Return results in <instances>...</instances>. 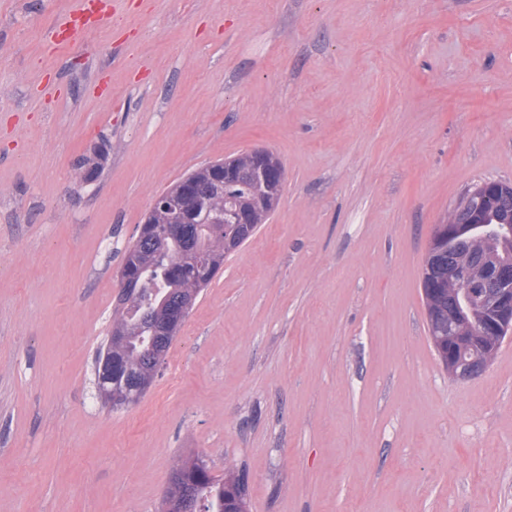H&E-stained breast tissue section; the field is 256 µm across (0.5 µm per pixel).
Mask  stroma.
Returning <instances> with one entry per match:
<instances>
[{
	"mask_svg": "<svg viewBox=\"0 0 512 512\" xmlns=\"http://www.w3.org/2000/svg\"><path fill=\"white\" fill-rule=\"evenodd\" d=\"M76 4L0 0V512H159L193 455L248 512H512V331L455 380L422 292L434 225L512 183V0H106L125 31L49 52ZM255 149L274 212L112 409L126 247Z\"/></svg>",
	"mask_w": 512,
	"mask_h": 512,
	"instance_id": "35a3bbf8",
	"label": "stroma"
}]
</instances>
